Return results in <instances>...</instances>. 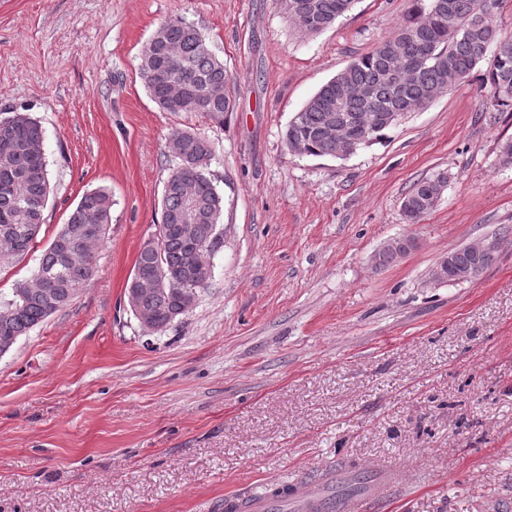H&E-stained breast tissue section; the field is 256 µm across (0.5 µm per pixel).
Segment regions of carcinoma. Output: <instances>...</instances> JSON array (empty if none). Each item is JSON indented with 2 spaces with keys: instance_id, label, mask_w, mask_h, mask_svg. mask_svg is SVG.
<instances>
[{
  "instance_id": "carcinoma-1",
  "label": "carcinoma",
  "mask_w": 512,
  "mask_h": 512,
  "mask_svg": "<svg viewBox=\"0 0 512 512\" xmlns=\"http://www.w3.org/2000/svg\"><path fill=\"white\" fill-rule=\"evenodd\" d=\"M355 0H275L304 36L317 35L348 12ZM499 0H413L408 15L368 52L327 81L296 113L285 131L288 151L305 145L306 155L339 157L333 135L354 134L352 150L380 140L407 112L428 107L448 88L468 79L495 48L485 80L495 105L512 110V36L492 16ZM139 71L153 101L165 112L199 113L224 125L236 111L232 77L208 48L200 31L180 16L165 19L141 49ZM44 132L30 114L0 118V269L34 247L45 218L50 183L43 150ZM168 141L177 149L163 191L158 248L139 250L132 279L145 282L164 275L165 286L151 288L140 305L161 332L180 316V289L203 288L189 264L208 263L203 242L223 237L224 198L206 169L211 141L190 129L175 128ZM448 175L418 180L401 201L408 224L419 223L441 199ZM198 219L180 221L188 199ZM112 194L105 188L82 196L69 213L32 277L13 284L12 298L0 302V336H23L68 306L96 273V254L111 224ZM189 226L190 233L181 230ZM477 263L466 246L448 252L451 270ZM369 476L334 491V497L360 494Z\"/></svg>"
}]
</instances>
